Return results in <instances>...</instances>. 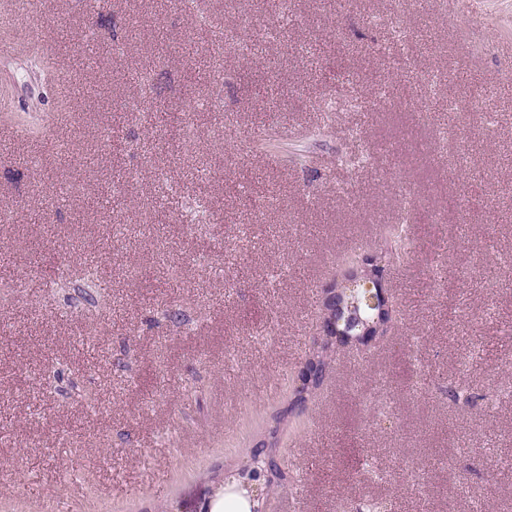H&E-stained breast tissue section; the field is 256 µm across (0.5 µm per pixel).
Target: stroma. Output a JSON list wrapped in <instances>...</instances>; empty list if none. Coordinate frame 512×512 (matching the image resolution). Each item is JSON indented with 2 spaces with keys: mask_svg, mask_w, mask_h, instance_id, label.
<instances>
[{
  "mask_svg": "<svg viewBox=\"0 0 512 512\" xmlns=\"http://www.w3.org/2000/svg\"><path fill=\"white\" fill-rule=\"evenodd\" d=\"M263 2L0 0L56 67L0 32V512H209L273 428L268 512H512V0ZM406 209L389 335L292 408Z\"/></svg>",
  "mask_w": 512,
  "mask_h": 512,
  "instance_id": "1",
  "label": "stroma"
}]
</instances>
